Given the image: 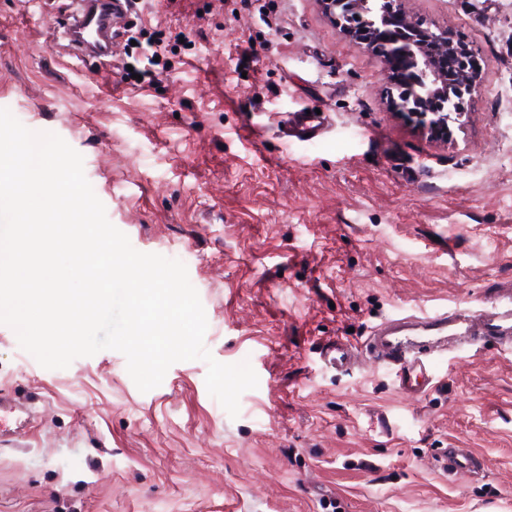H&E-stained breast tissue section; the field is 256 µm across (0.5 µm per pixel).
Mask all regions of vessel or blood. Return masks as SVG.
I'll return each instance as SVG.
<instances>
[{"label": "vessel or blood", "mask_w": 512, "mask_h": 512, "mask_svg": "<svg viewBox=\"0 0 512 512\" xmlns=\"http://www.w3.org/2000/svg\"><path fill=\"white\" fill-rule=\"evenodd\" d=\"M132 15L128 0H74L57 34L67 41L74 55L108 57L116 34ZM289 123L297 138L314 139L323 128L324 118L314 112H294ZM454 342L477 352L491 343L512 345V290L499 289L488 305L477 311L423 310L386 319L372 328L361 348L339 338L322 346L321 359L326 369L343 374L351 369L360 352L379 365L393 367L402 391L420 392L432 380V356ZM439 460L443 471L450 474L466 473L479 465L477 457L457 448L444 449Z\"/></svg>", "instance_id": "b4317fda"}]
</instances>
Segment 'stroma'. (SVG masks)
Returning a JSON list of instances; mask_svg holds the SVG:
<instances>
[{
    "label": "stroma",
    "mask_w": 512,
    "mask_h": 512,
    "mask_svg": "<svg viewBox=\"0 0 512 512\" xmlns=\"http://www.w3.org/2000/svg\"><path fill=\"white\" fill-rule=\"evenodd\" d=\"M68 3L0 0V108L82 155L134 249L185 264L205 347L258 386L233 418L204 361L143 393L120 352L50 370L0 325V512H512V350L449 353L412 395L393 369L320 359L512 283V0H399L478 52L445 139L321 0H149L139 23L170 48L145 83L136 48L56 46ZM312 109L322 136L285 137ZM444 448L480 468L446 475Z\"/></svg>",
    "instance_id": "35a3bbf8"
}]
</instances>
